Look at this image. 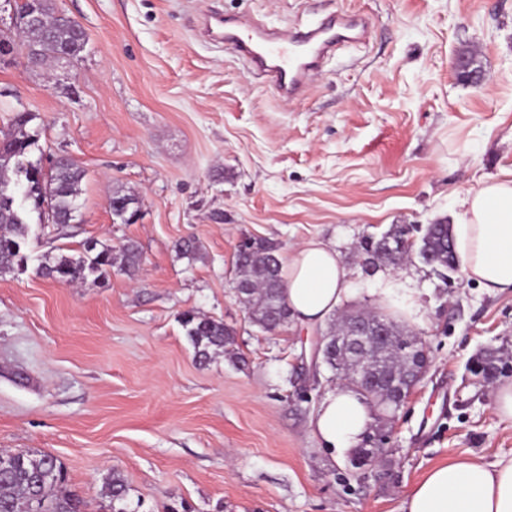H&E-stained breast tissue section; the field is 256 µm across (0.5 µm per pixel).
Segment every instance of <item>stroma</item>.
Instances as JSON below:
<instances>
[{"label":"stroma","mask_w":512,"mask_h":512,"mask_svg":"<svg viewBox=\"0 0 512 512\" xmlns=\"http://www.w3.org/2000/svg\"><path fill=\"white\" fill-rule=\"evenodd\" d=\"M84 29L78 60L32 70L0 0V132L35 112L43 167L69 155L86 172L81 221L34 227L24 267L0 273V450L55 456L86 512H108L120 474L139 512H403L432 466L512 456V422L469 367L486 351L512 362V294L454 282L413 257L365 269L362 240L394 224H455L462 201L512 172V0H55ZM348 11L372 25L342 43L299 100L257 81L205 14L239 25L315 26ZM470 50L475 86L456 71ZM139 218L114 223V187ZM245 237L280 251L318 238L340 253L351 309L376 307L396 279L415 301L406 327L430 366L371 432L392 450L363 478L309 422L333 383L299 371L327 325L267 332L239 303L234 253ZM195 240L187 256L176 245ZM95 240L135 243V276L58 285L41 256ZM223 321L233 355L199 362L180 324Z\"/></svg>","instance_id":"stroma-1"}]
</instances>
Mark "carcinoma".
I'll use <instances>...</instances> for the list:
<instances>
[{"instance_id": "1", "label": "carcinoma", "mask_w": 512, "mask_h": 512, "mask_svg": "<svg viewBox=\"0 0 512 512\" xmlns=\"http://www.w3.org/2000/svg\"><path fill=\"white\" fill-rule=\"evenodd\" d=\"M17 31L26 42L27 65L43 69L51 62H69L80 56L86 37L79 23L58 11L55 0H25L17 5ZM37 118L33 112L18 111L9 120V130L0 138V271L11 270L26 262L24 249L32 239L29 214H37L41 227L44 219L56 224H70L78 217L81 183L86 172L68 157L54 163L50 176L42 173L40 163L30 159L38 147V138L30 123ZM24 188L26 203L17 202L18 188ZM135 194L122 187L112 191L111 210L120 223H128L123 213L125 204L136 203ZM366 262L396 264L405 258V238L402 228L394 224L380 238L361 243ZM278 248L264 239L248 245L247 254L235 261V284L240 287L243 305L254 316V322L265 330L276 328L291 317L285 302ZM419 251L432 255V266L443 268L455 259L448 251L447 229L425 230ZM119 270L132 275L140 266L142 256L132 242L119 250ZM115 265L114 249L108 244L89 242L73 254H61L42 261L37 272L44 278L57 277L64 285L90 281L102 284ZM186 336L203 362L234 341L233 331L224 322L187 311L180 316ZM393 335L379 346L380 359L375 371L380 380L390 386L408 385L415 364L416 347L410 336L397 324ZM356 361V355L346 351L330 355L327 365L338 379H346ZM497 375L511 370L500 365L492 353L477 359L470 367L475 376L486 377L487 369ZM64 474L61 463L41 451L0 452V512H81V501L63 490ZM111 512H131L128 488L117 473L109 480Z\"/></svg>"}]
</instances>
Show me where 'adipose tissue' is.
Here are the masks:
<instances>
[{"mask_svg": "<svg viewBox=\"0 0 512 512\" xmlns=\"http://www.w3.org/2000/svg\"><path fill=\"white\" fill-rule=\"evenodd\" d=\"M463 207L449 232L464 275L488 292L512 291V178L485 181ZM280 263L288 308L303 327L328 321L351 292L348 270L323 241L302 242ZM371 421L360 395L340 384L326 393L310 429L325 447L348 449L362 443ZM404 512H512V457L432 467L406 496Z\"/></svg>", "mask_w": 512, "mask_h": 512, "instance_id": "adipose-tissue-1", "label": "adipose tissue"}]
</instances>
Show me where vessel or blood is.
<instances>
[{
    "label": "vessel or blood",
    "instance_id": "1",
    "mask_svg": "<svg viewBox=\"0 0 512 512\" xmlns=\"http://www.w3.org/2000/svg\"><path fill=\"white\" fill-rule=\"evenodd\" d=\"M369 30L367 19L348 13L330 15L305 32L276 31L260 25L243 31L228 29L217 14L206 16L204 23L208 36L223 38L225 45L285 100L307 91L323 60L339 43L363 39Z\"/></svg>",
    "mask_w": 512,
    "mask_h": 512
}]
</instances>
